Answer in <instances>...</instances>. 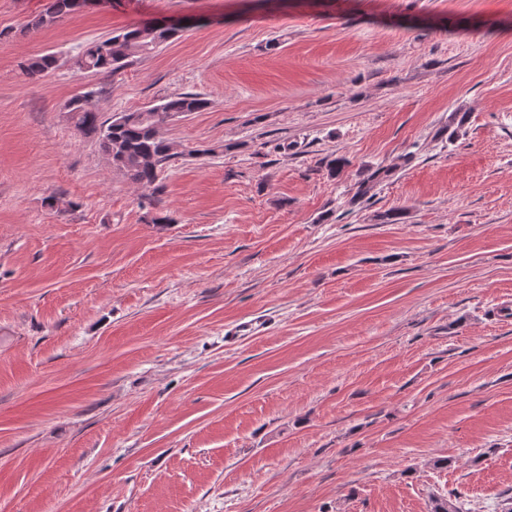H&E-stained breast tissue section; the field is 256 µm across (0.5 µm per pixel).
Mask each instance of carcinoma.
<instances>
[{"mask_svg": "<svg viewBox=\"0 0 512 512\" xmlns=\"http://www.w3.org/2000/svg\"><path fill=\"white\" fill-rule=\"evenodd\" d=\"M87 6L88 0H50L45 10L28 22V28L37 31L51 27ZM178 33L179 30L172 28L131 25L116 35L82 45L73 61L80 69L115 74L133 55L149 53ZM65 64L57 54L45 53L28 59L20 68L23 74L33 78L56 71ZM93 97L94 91L88 90L70 99L65 105L67 120L78 132L96 136L112 166L122 171L130 182L156 191L161 188L163 169L180 156L174 144L161 136V127L170 117H182L207 107V102L199 96L182 93L145 109L104 119L90 107Z\"/></svg>", "mask_w": 512, "mask_h": 512, "instance_id": "obj_1", "label": "carcinoma"}]
</instances>
